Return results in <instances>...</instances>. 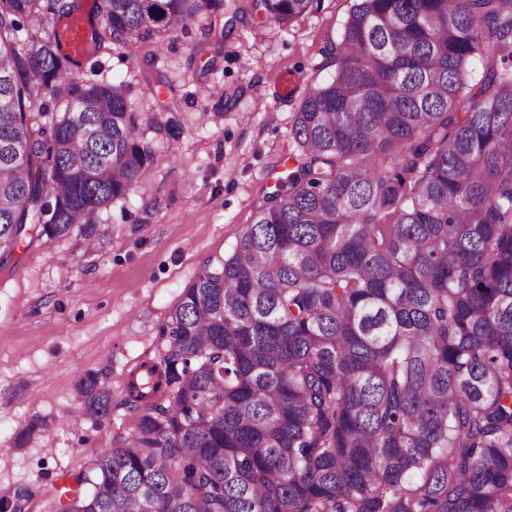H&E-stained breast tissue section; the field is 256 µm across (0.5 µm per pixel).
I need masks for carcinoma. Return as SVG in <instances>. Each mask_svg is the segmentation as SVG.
Returning a JSON list of instances; mask_svg holds the SVG:
<instances>
[{
    "mask_svg": "<svg viewBox=\"0 0 512 512\" xmlns=\"http://www.w3.org/2000/svg\"><path fill=\"white\" fill-rule=\"evenodd\" d=\"M258 2L278 25L318 4ZM212 6L95 0L89 52ZM80 9L0 0V268L30 236L92 244L154 155L124 85L72 76L45 28ZM509 61L512 0H353L270 205L129 371L135 435L0 512H512ZM75 391L83 418L111 414L97 373Z\"/></svg>",
    "mask_w": 512,
    "mask_h": 512,
    "instance_id": "1",
    "label": "carcinoma"
}]
</instances>
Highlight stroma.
<instances>
[{
  "instance_id": "stroma-1",
  "label": "stroma",
  "mask_w": 512,
  "mask_h": 512,
  "mask_svg": "<svg viewBox=\"0 0 512 512\" xmlns=\"http://www.w3.org/2000/svg\"><path fill=\"white\" fill-rule=\"evenodd\" d=\"M351 6L321 0L285 31L249 11L220 43L191 21L156 59L115 48L80 68L84 80L125 84L155 152L135 188L98 215L95 245L76 232L25 240L0 268V496L90 470L134 433L127 371L164 353L160 328L185 286L267 206L298 152L291 121L301 95L331 79L327 52ZM147 74L167 78L164 95H152ZM285 78L296 95H282ZM173 112L183 133L171 150L159 127ZM89 370L112 392V413L98 422L76 418L74 384ZM36 419L41 427L13 447Z\"/></svg>"
}]
</instances>
